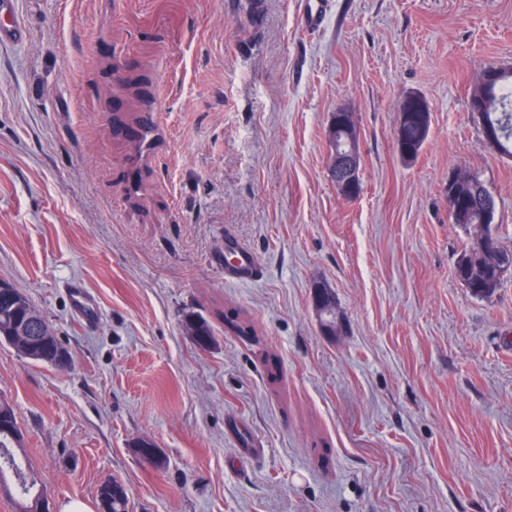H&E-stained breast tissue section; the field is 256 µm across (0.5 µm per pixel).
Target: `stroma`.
Segmentation results:
<instances>
[{
  "mask_svg": "<svg viewBox=\"0 0 512 512\" xmlns=\"http://www.w3.org/2000/svg\"><path fill=\"white\" fill-rule=\"evenodd\" d=\"M306 7L20 0L29 39L0 45V279L71 365L0 345V398L51 512L112 479L133 512H512V271L473 296L448 217L449 172H478L512 250V158L469 108L488 62L512 66V0H329L316 29ZM410 92L432 125L407 162ZM339 107L355 199L327 173ZM228 233L261 280L225 281ZM236 312L257 339L225 327ZM400 112H402V114L399 121ZM431 112L432 111L427 100L423 98L419 93H407L400 99V105L398 108V120L394 129V141L399 155L404 160L412 161V157L415 158L420 154L429 137L430 127L425 131H422L416 123L409 122L405 129V137L403 132V125L408 121H416L422 127L425 125L428 126ZM410 145L414 147V156L413 149ZM343 115H345L344 119ZM334 131H336V141L330 137L327 138L329 148L336 147L330 155L329 176L341 194L354 197L361 183L359 175L361 155L355 121L352 113L347 109L336 110V122L332 118L327 127V134L331 136ZM338 140L342 143V147L336 146Z\"/></svg>",
  "mask_w": 512,
  "mask_h": 512,
  "instance_id": "35a3bbf8",
  "label": "stroma"
}]
</instances>
